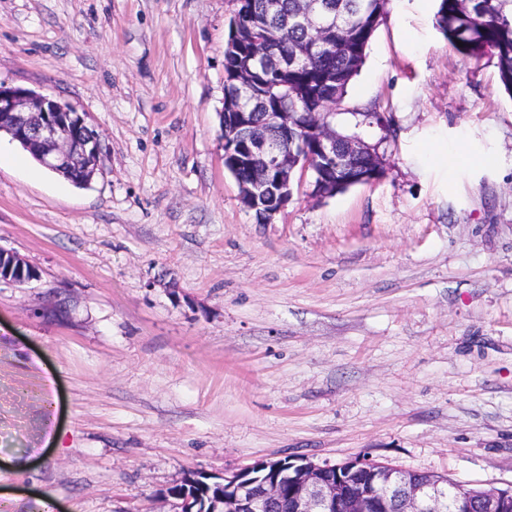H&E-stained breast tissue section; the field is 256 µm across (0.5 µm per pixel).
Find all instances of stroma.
I'll return each mask as SVG.
<instances>
[{"instance_id": "1", "label": "stroma", "mask_w": 512, "mask_h": 512, "mask_svg": "<svg viewBox=\"0 0 512 512\" xmlns=\"http://www.w3.org/2000/svg\"><path fill=\"white\" fill-rule=\"evenodd\" d=\"M437 7L389 0L338 108L383 179L261 224L224 166L234 0H0V83L103 146L79 187L0 132V247L38 272L0 282V512H161L286 456L512 488V95Z\"/></svg>"}]
</instances>
